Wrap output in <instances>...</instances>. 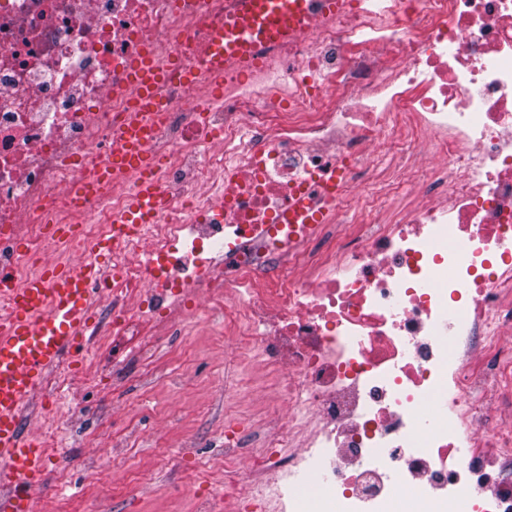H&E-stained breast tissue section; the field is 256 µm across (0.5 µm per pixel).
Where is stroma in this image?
I'll list each match as a JSON object with an SVG mask.
<instances>
[{"mask_svg": "<svg viewBox=\"0 0 512 512\" xmlns=\"http://www.w3.org/2000/svg\"><path fill=\"white\" fill-rule=\"evenodd\" d=\"M125 378L57 391L63 483H39L29 512H194L198 495L224 484V436L242 420L246 450L260 449L273 376L254 377L261 354L224 333L223 316L198 308L151 337ZM237 397H225L228 388Z\"/></svg>", "mask_w": 512, "mask_h": 512, "instance_id": "1", "label": "stroma"}]
</instances>
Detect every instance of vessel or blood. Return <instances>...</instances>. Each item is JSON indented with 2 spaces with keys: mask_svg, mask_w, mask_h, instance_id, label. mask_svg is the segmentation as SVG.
<instances>
[{
  "mask_svg": "<svg viewBox=\"0 0 512 512\" xmlns=\"http://www.w3.org/2000/svg\"><path fill=\"white\" fill-rule=\"evenodd\" d=\"M313 0H244L224 23L203 55L207 68L245 62L253 48L305 32ZM138 106L120 134L121 146L113 155L114 168L138 177L135 194L123 217L110 228L103 251L123 246L144 235L153 213L165 202L153 179L154 159L147 151L152 131L146 118L158 109L154 95L158 74L142 64L134 74ZM98 261H86L81 272L65 267L13 286L0 275V293L10 296L11 307L0 316V512H25L44 469V452L35 439L23 436L19 420L39 393L46 373L72 353L89 311L96 303L91 284L102 278Z\"/></svg>",
  "mask_w": 512,
  "mask_h": 512,
  "instance_id": "b4317fda",
  "label": "vessel or blood"
}]
</instances>
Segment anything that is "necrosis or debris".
<instances>
[{
  "label": "necrosis or debris",
  "mask_w": 512,
  "mask_h": 512,
  "mask_svg": "<svg viewBox=\"0 0 512 512\" xmlns=\"http://www.w3.org/2000/svg\"><path fill=\"white\" fill-rule=\"evenodd\" d=\"M346 2L213 77L198 48L240 0H0V273L83 252L122 213L131 174L72 192L110 168L152 52L167 205L96 285L112 372L195 297L250 326L280 383L261 450L224 459V512H389L406 492L415 512H512V465L481 482L485 449L512 461V401L489 408L512 390V0ZM378 147L425 159L405 209ZM333 173L324 218L284 223ZM351 203L364 219L339 231Z\"/></svg>",
  "instance_id": "4bbe7bcc"
}]
</instances>
